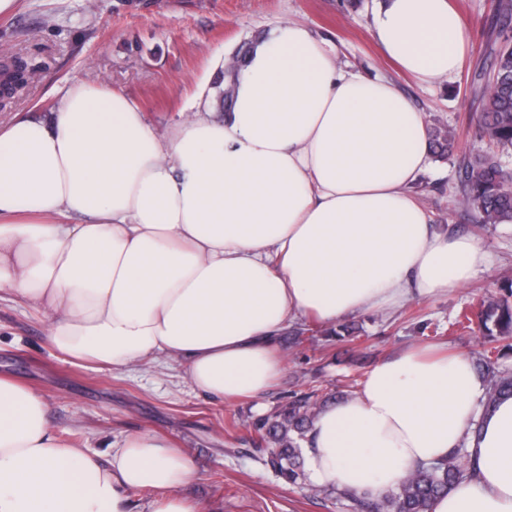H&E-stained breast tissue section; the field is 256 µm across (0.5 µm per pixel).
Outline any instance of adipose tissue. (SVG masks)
Masks as SVG:
<instances>
[{"instance_id":"adipose-tissue-1","label":"adipose tissue","mask_w":512,"mask_h":512,"mask_svg":"<svg viewBox=\"0 0 512 512\" xmlns=\"http://www.w3.org/2000/svg\"><path fill=\"white\" fill-rule=\"evenodd\" d=\"M379 53L419 84L452 78L471 40L449 0H378ZM426 117L392 81L339 63L288 23L254 43L232 109L162 135L125 95L66 88L48 118L0 127V301L43 314L69 357L121 370L177 362L211 399L265 394L280 333L402 306L491 264L438 231L414 186ZM462 352L377 362L317 413L310 481L376 498L466 446L471 473L429 512H512V397ZM189 455L153 431L99 455L58 437L41 394L0 376V512H201Z\"/></svg>"}]
</instances>
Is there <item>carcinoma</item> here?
I'll return each instance as SVG.
<instances>
[{
	"instance_id": "1",
	"label": "carcinoma",
	"mask_w": 512,
	"mask_h": 512,
	"mask_svg": "<svg viewBox=\"0 0 512 512\" xmlns=\"http://www.w3.org/2000/svg\"><path fill=\"white\" fill-rule=\"evenodd\" d=\"M495 28L498 33L512 30V0H498ZM249 45H242L234 62L217 77L214 88L218 108L225 111L233 98L237 77L246 64ZM494 82L475 88L482 103L478 122L489 148L463 160L459 192L469 210L483 224L512 223V168L503 163L500 153L512 150V44L490 47ZM28 63H7L0 70V95L10 97L24 81ZM432 155L446 159L455 150V136L446 129L429 130ZM476 324L487 348L479 354L478 367L489 377V391L484 403L490 408L502 396H512V372L501 360L512 353V283L500 286V295L480 301L475 310L464 315ZM336 401L331 394L316 390L290 401L283 408L254 422L253 445L258 459L290 485L307 481L302 448L319 410ZM468 472L467 449L458 448L448 459L430 462L413 471L401 487L378 499L348 495L352 512H427L430 503Z\"/></svg>"
}]
</instances>
